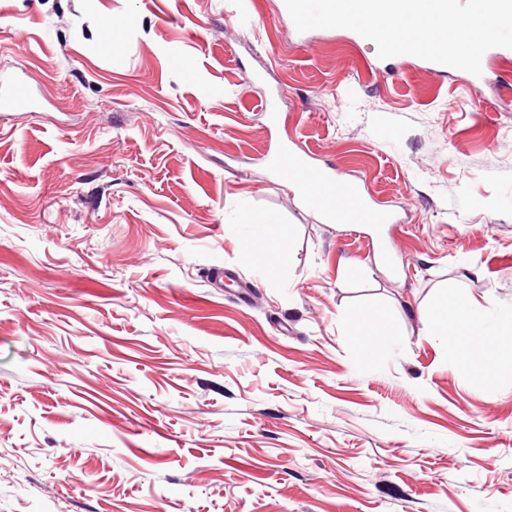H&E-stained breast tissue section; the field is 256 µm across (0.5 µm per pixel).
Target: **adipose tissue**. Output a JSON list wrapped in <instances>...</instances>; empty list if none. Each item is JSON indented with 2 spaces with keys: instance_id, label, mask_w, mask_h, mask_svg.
<instances>
[{
  "instance_id": "obj_1",
  "label": "adipose tissue",
  "mask_w": 512,
  "mask_h": 512,
  "mask_svg": "<svg viewBox=\"0 0 512 512\" xmlns=\"http://www.w3.org/2000/svg\"><path fill=\"white\" fill-rule=\"evenodd\" d=\"M436 322L449 356L480 372L487 390H494L500 367L512 362V309L489 312L473 301L445 302ZM346 333L365 346L389 341L397 331L387 309L374 306L349 317Z\"/></svg>"
}]
</instances>
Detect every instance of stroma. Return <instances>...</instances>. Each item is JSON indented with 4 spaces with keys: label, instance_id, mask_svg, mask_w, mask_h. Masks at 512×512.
<instances>
[{
    "label": "stroma",
    "instance_id": "1",
    "mask_svg": "<svg viewBox=\"0 0 512 512\" xmlns=\"http://www.w3.org/2000/svg\"><path fill=\"white\" fill-rule=\"evenodd\" d=\"M280 4L0 0L37 98L0 110V512H512V368L431 317L512 307V93ZM284 146L392 223L323 221ZM375 303L400 334L357 346ZM252 226L259 228L260 238L262 242H264V250L262 252H251L248 259L251 262L265 261L269 255L276 254V261L268 263L270 273L275 275L286 260L281 251H279L278 245L273 236V222L266 220L256 222V224H252Z\"/></svg>",
    "mask_w": 512,
    "mask_h": 512
}]
</instances>
